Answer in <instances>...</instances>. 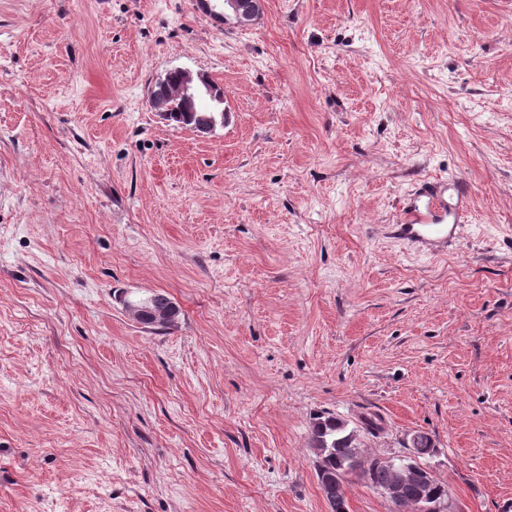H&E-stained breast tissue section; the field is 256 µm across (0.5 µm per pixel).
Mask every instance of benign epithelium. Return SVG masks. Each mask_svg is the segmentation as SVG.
<instances>
[{"label":"benign epithelium","mask_w":512,"mask_h":512,"mask_svg":"<svg viewBox=\"0 0 512 512\" xmlns=\"http://www.w3.org/2000/svg\"><path fill=\"white\" fill-rule=\"evenodd\" d=\"M224 11H230L240 24L251 23L261 8V0H223ZM178 76V90L182 100L190 105L204 99L208 102V113L192 115L189 128L199 137L213 133L217 127L224 126L227 110L224 108V89L204 74L194 75L182 68L172 69ZM122 305L134 320L153 326L170 328L177 324L180 308L169 296L161 292L131 296L124 292L119 296ZM434 454V448H414L405 456L379 458L377 462L390 473V481L383 490L384 496L398 504L403 499L405 489L411 487L420 491L414 502L415 512H449V503L438 500L427 493L435 480L431 469L423 459ZM362 458L361 449L355 450L353 460H338L336 468H319V480L322 486L330 487L339 477L351 471L352 461Z\"/></svg>","instance_id":"7a95c632"}]
</instances>
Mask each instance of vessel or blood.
Wrapping results in <instances>:
<instances>
[{"label":"vessel or blood","instance_id":"vessel-or-blood-1","mask_svg":"<svg viewBox=\"0 0 512 512\" xmlns=\"http://www.w3.org/2000/svg\"><path fill=\"white\" fill-rule=\"evenodd\" d=\"M467 195L461 185L451 188L444 182L424 183L393 225L395 238L422 253L447 248L460 237Z\"/></svg>","mask_w":512,"mask_h":512}]
</instances>
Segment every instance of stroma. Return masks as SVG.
Masks as SVG:
<instances>
[{
    "label": "stroma",
    "instance_id": "1",
    "mask_svg": "<svg viewBox=\"0 0 512 512\" xmlns=\"http://www.w3.org/2000/svg\"><path fill=\"white\" fill-rule=\"evenodd\" d=\"M177 67L212 135L151 109ZM427 180L437 255L389 229ZM321 413L512 512V0H0V512H331ZM224 9H223V2ZM197 0L196 4L198 9L206 16L210 17L216 23L222 25V16H224V22L228 20L230 14L227 11L232 12L233 17L239 24H249L255 18L258 13V9L261 8L260 0ZM260 13V12H259ZM258 13V15H259ZM257 15V16H258ZM256 16V17H257ZM171 73L178 76V89L176 84L171 82L160 93L168 98V104L172 106L170 110L174 114L172 123L183 127V113L187 112L184 102L194 105L196 101L205 99L209 104L208 113L198 116L192 114L188 127L199 137L213 133L218 126L223 127L224 121L228 118L227 110L224 108V89L209 76L200 73L194 76L190 71L182 68L169 70L165 78L159 82L166 83ZM178 90L182 99L178 96ZM149 102L151 108L159 114L161 119L169 122V108L160 96L158 94L151 95ZM453 190L448 201L446 182L424 183L410 198L397 224L391 225L394 237L421 253H435L457 241L468 191L463 185ZM118 300L125 312L139 323L170 328L178 322L180 308L164 293L151 292L131 296L123 292Z\"/></svg>",
    "mask_w": 512,
    "mask_h": 512
}]
</instances>
